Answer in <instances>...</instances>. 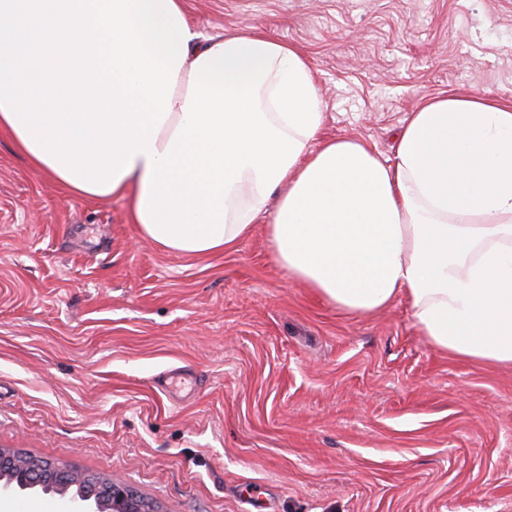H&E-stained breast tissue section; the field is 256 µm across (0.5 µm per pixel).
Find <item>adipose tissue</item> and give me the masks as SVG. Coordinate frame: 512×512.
Listing matches in <instances>:
<instances>
[{
	"label": "adipose tissue",
	"mask_w": 512,
	"mask_h": 512,
	"mask_svg": "<svg viewBox=\"0 0 512 512\" xmlns=\"http://www.w3.org/2000/svg\"><path fill=\"white\" fill-rule=\"evenodd\" d=\"M323 123L304 53L202 39L184 0H0V138L31 167L131 195L140 235L183 256L267 218L275 262L337 309L402 297L434 349L512 365V102L425 101L391 164Z\"/></svg>",
	"instance_id": "adipose-tissue-1"
}]
</instances>
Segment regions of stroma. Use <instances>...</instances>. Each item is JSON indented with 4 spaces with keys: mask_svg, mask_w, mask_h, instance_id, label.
Segmentation results:
<instances>
[{
    "mask_svg": "<svg viewBox=\"0 0 512 512\" xmlns=\"http://www.w3.org/2000/svg\"><path fill=\"white\" fill-rule=\"evenodd\" d=\"M203 38L309 58L326 138L394 161L442 93L512 102V0H185ZM0 139V448L159 512H512V367L433 349L406 299L337 310L274 262L143 239Z\"/></svg>",
    "mask_w": 512,
    "mask_h": 512,
    "instance_id": "stroma-1",
    "label": "stroma"
}]
</instances>
